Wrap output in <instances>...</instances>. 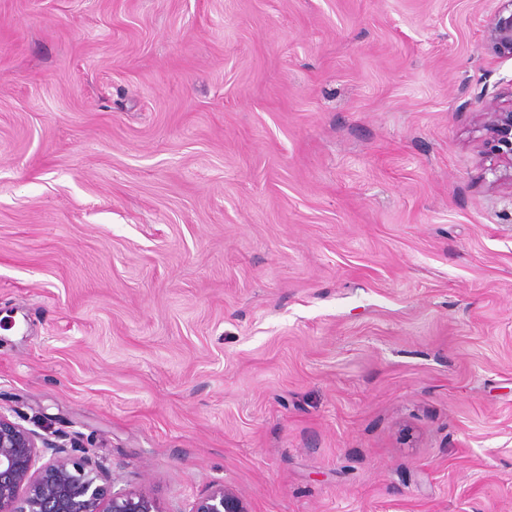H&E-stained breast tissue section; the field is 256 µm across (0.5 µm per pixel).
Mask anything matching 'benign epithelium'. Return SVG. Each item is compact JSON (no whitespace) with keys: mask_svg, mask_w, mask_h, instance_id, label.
Listing matches in <instances>:
<instances>
[{"mask_svg":"<svg viewBox=\"0 0 512 512\" xmlns=\"http://www.w3.org/2000/svg\"><path fill=\"white\" fill-rule=\"evenodd\" d=\"M488 49L512 56V0L485 22ZM502 95L485 102L479 117L484 143L499 166L494 180L499 201L512 207V82ZM76 440L59 442L0 411V512H164L141 491L111 490L100 465L79 454ZM192 512H252L235 488L218 486L195 501Z\"/></svg>","mask_w":512,"mask_h":512,"instance_id":"7a95c632","label":"benign epithelium"}]
</instances>
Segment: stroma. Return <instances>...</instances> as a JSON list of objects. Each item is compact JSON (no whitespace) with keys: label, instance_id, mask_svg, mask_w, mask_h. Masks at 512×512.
I'll return each instance as SVG.
<instances>
[{"label":"stroma","instance_id":"obj_1","mask_svg":"<svg viewBox=\"0 0 512 512\" xmlns=\"http://www.w3.org/2000/svg\"><path fill=\"white\" fill-rule=\"evenodd\" d=\"M501 0H0V408L190 512H512ZM501 2L485 22V41L493 53L512 57V1ZM508 103L501 102L502 94L486 101L479 117L484 131V143L489 148L498 164L502 167L500 174L493 181L494 189L498 190L499 201L503 202L504 210L510 206L512 210V81L508 84ZM192 512H252L249 501L235 488L218 486L195 501Z\"/></svg>","mask_w":512,"mask_h":512}]
</instances>
